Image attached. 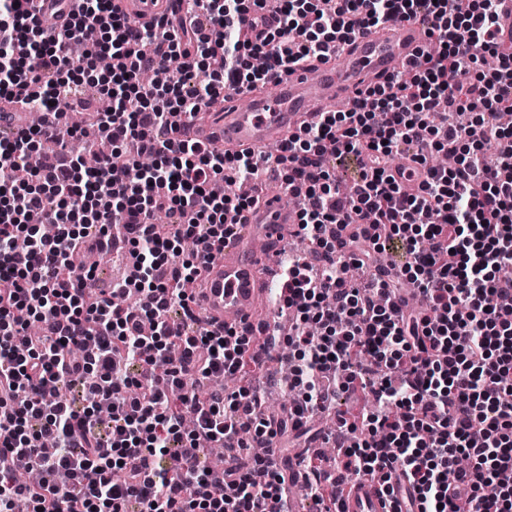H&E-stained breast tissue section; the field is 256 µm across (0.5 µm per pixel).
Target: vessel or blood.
Listing matches in <instances>:
<instances>
[{
	"mask_svg": "<svg viewBox=\"0 0 512 512\" xmlns=\"http://www.w3.org/2000/svg\"><path fill=\"white\" fill-rule=\"evenodd\" d=\"M430 42L427 21L413 18L393 26L359 32L339 54L338 61H315L280 77L271 95L240 107L236 97L224 100L221 117L198 124L180 115L166 136L203 145L223 142L232 151H264L282 142L289 129L316 113L331 111L338 100L366 91L403 70ZM27 127L25 112L0 104V131ZM392 175L405 191H414L425 179L423 167L408 162ZM296 210L284 206L278 195H263L258 205L236 219L235 231L224 239L221 260L207 264L194 290V306L206 313L210 328H219L227 315L236 326L251 324L255 307L268 280L277 278L280 265L271 242L285 243L297 230ZM339 512H401V497L382 494L378 480L365 476L345 488Z\"/></svg>",
	"mask_w": 512,
	"mask_h": 512,
	"instance_id": "b4317fda",
	"label": "vessel or blood"
}]
</instances>
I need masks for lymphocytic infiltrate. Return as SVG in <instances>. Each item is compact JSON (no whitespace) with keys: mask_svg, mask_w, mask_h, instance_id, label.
Here are the masks:
<instances>
[{"mask_svg":"<svg viewBox=\"0 0 512 512\" xmlns=\"http://www.w3.org/2000/svg\"><path fill=\"white\" fill-rule=\"evenodd\" d=\"M175 0L169 13L133 24L115 0H64L49 32L36 0H0V100L37 104L60 121L56 101L79 95L66 77L74 41L86 63L113 65L99 85L111 109L92 124L123 156L86 169L80 159H26L46 139L27 128L0 137V512H288V474L273 457L214 471L216 442L249 454L267 436L310 433L334 389L356 390L353 355L378 365L376 412L340 419L329 435L343 471L379 475L416 512H512V53L498 42L500 0ZM250 28H243L245 14ZM421 15L438 46L418 63L289 135L276 156L160 139L171 115H197L223 91L268 84L348 43L357 27ZM497 69L474 75L486 56ZM472 118L439 122L436 106ZM428 166L418 192L403 191L395 157ZM355 158L351 195L336 169ZM273 168L302 203L298 234L308 256L283 258L281 309L292 311L291 388L285 418L262 410L263 359L248 336L208 329L190 305L201 260L220 250L238 211L257 196H216L225 172L253 180ZM170 217L154 224L155 214ZM193 240L190 259L179 257ZM400 246L389 273L359 283L349 266L371 267ZM128 248L134 272L109 294L87 293L83 257ZM183 311L171 324V307ZM193 373L246 377L206 395L185 391ZM84 393L82 403L69 396ZM37 469L38 483L18 481Z\"/></svg>","mask_w":512,"mask_h":512,"instance_id":"1","label":"lymphocytic infiltrate"}]
</instances>
